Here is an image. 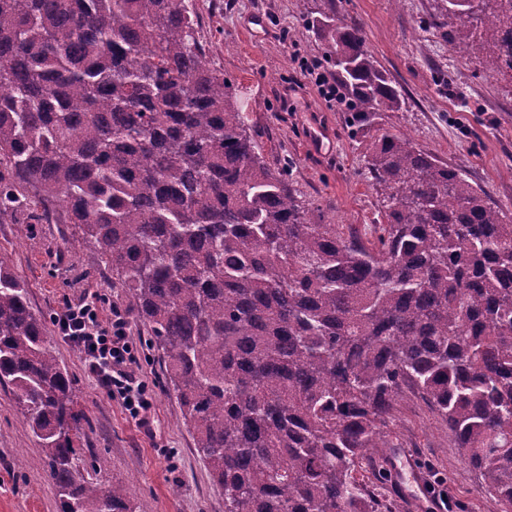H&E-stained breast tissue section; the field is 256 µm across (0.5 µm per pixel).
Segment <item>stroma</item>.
Wrapping results in <instances>:
<instances>
[{
    "label": "stroma",
    "instance_id": "1",
    "mask_svg": "<svg viewBox=\"0 0 512 512\" xmlns=\"http://www.w3.org/2000/svg\"><path fill=\"white\" fill-rule=\"evenodd\" d=\"M335 2L337 16L362 26L368 50L404 92L400 109L381 113L379 123L466 172L512 213V79L453 52L433 17L436 0ZM321 3L191 0L205 61L232 83L267 162L287 165L318 222L368 243L381 216L364 167L365 138L352 113L326 101L302 69L326 57L324 42L306 24ZM71 232L67 224L26 218L0 224V264L27 283L33 310L44 316L89 291L102 294L103 311L115 304L127 309L137 347L133 370L154 402L148 431L88 376L77 351L55 341L82 414L74 442L81 473L105 488L125 485L135 512H224V490L197 457L177 396L165 387L162 350L128 290L113 287L98 253L73 244ZM390 438L383 456L432 472L454 512H500L421 399L409 394L401 401ZM0 512H57L42 452L7 386H0Z\"/></svg>",
    "mask_w": 512,
    "mask_h": 512
}]
</instances>
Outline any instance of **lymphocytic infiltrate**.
<instances>
[{
    "mask_svg": "<svg viewBox=\"0 0 512 512\" xmlns=\"http://www.w3.org/2000/svg\"><path fill=\"white\" fill-rule=\"evenodd\" d=\"M99 292L87 293L75 303L64 304L53 315L57 333L81 355L88 374L107 394L118 400L137 424L150 425L153 397L132 370L136 350L128 333L126 309L113 306L102 318Z\"/></svg>",
    "mask_w": 512,
    "mask_h": 512,
    "instance_id": "f902f5d3",
    "label": "lymphocytic infiltrate"
}]
</instances>
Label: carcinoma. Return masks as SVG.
Here are the masks:
<instances>
[{"label":"carcinoma","mask_w":512,"mask_h":512,"mask_svg":"<svg viewBox=\"0 0 512 512\" xmlns=\"http://www.w3.org/2000/svg\"><path fill=\"white\" fill-rule=\"evenodd\" d=\"M447 41L512 76V0H440ZM311 28L375 129L367 246L271 166L186 0H0V224L76 228L127 288L224 512H401L359 476L405 392L512 512V214L376 122L402 90L355 22ZM0 384L59 512H134L74 466L72 382L26 283L0 265Z\"/></svg>","instance_id":"obj_1"}]
</instances>
